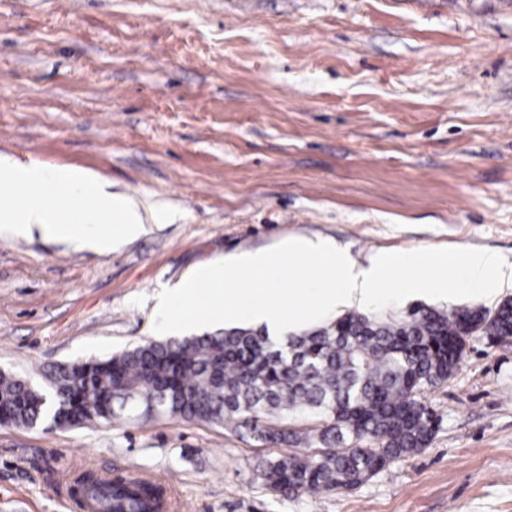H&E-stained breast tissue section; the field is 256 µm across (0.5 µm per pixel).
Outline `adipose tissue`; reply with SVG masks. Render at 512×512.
Instances as JSON below:
<instances>
[{
    "label": "adipose tissue",
    "instance_id": "1",
    "mask_svg": "<svg viewBox=\"0 0 512 512\" xmlns=\"http://www.w3.org/2000/svg\"><path fill=\"white\" fill-rule=\"evenodd\" d=\"M62 194L73 201L69 210L49 202ZM24 196L22 207L11 199ZM146 218L123 195L112 193L97 173L72 166H45L0 157V232L39 235L79 250L108 254L145 231Z\"/></svg>",
    "mask_w": 512,
    "mask_h": 512
}]
</instances>
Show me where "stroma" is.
<instances>
[{"instance_id":"obj_1","label":"stroma","mask_w":512,"mask_h":512,"mask_svg":"<svg viewBox=\"0 0 512 512\" xmlns=\"http://www.w3.org/2000/svg\"><path fill=\"white\" fill-rule=\"evenodd\" d=\"M0 155L170 214L103 255L0 234V370L36 384L156 339L199 265L293 237L512 263V0H0ZM422 400L428 448L291 498L257 476L276 448L206 423L0 425V512H82L88 469L168 512H512V342L474 334Z\"/></svg>"}]
</instances>
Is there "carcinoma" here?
<instances>
[{
	"label": "carcinoma",
	"instance_id": "1",
	"mask_svg": "<svg viewBox=\"0 0 512 512\" xmlns=\"http://www.w3.org/2000/svg\"><path fill=\"white\" fill-rule=\"evenodd\" d=\"M512 336V299L494 310L419 307L400 317L350 312L277 342L250 328L149 341L103 360L57 365L40 387L0 371V424L58 428L143 411L237 431L287 451L259 478L284 497L357 487L428 447L439 427L420 397L452 377L470 329ZM134 403L122 407L119 399ZM74 488L93 512H158L161 491L85 471Z\"/></svg>",
	"mask_w": 512,
	"mask_h": 512
}]
</instances>
